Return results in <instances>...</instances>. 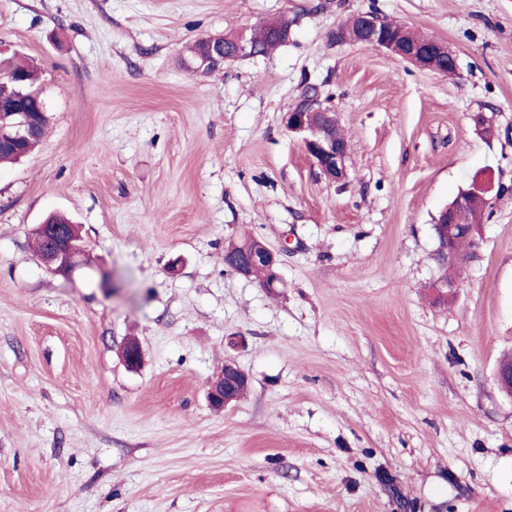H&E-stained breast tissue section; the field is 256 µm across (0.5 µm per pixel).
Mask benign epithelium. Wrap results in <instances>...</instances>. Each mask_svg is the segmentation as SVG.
I'll return each mask as SVG.
<instances>
[{
  "mask_svg": "<svg viewBox=\"0 0 512 512\" xmlns=\"http://www.w3.org/2000/svg\"><path fill=\"white\" fill-rule=\"evenodd\" d=\"M336 39L352 41L366 47L382 50L409 64L420 68L432 67L431 59L441 56L447 60L444 73H453L457 69L455 55L448 47L434 39L426 42L409 40L406 30L389 31L384 26L383 17L374 12H360L347 19L336 30ZM204 52L197 69L201 75H210L224 69V63L230 58L224 56V43L209 37L203 38ZM336 119V113L324 109L323 101L315 90L303 93L295 106L284 115L283 121L289 132L300 136L306 154L314 162L322 178L330 183H342L347 177L346 158L348 143L338 141L327 135L326 129ZM36 117L33 110L23 104H14L0 108V147L16 146L28 139L35 131ZM491 180H482L470 188L461 191L456 198L440 213L433 224L437 241L436 257L440 265L446 267L459 260L455 247L453 224L457 215L466 210L482 211L488 204L487 194L491 191ZM84 245L80 244L79 230L76 225L55 239L54 245L38 256L40 264L49 272L68 279L74 271L87 263ZM279 252L264 242L247 250V256L237 264L234 273L251 278L253 267L263 266L271 279L265 284L275 288L281 279L277 272ZM247 385V377L238 364L229 359L224 362L222 374L211 380L208 399L216 409H222L235 401L234 390Z\"/></svg>",
  "mask_w": 512,
  "mask_h": 512,
  "instance_id": "7a95c632",
  "label": "benign epithelium"
}]
</instances>
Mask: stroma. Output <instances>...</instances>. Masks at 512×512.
<instances>
[{"mask_svg":"<svg viewBox=\"0 0 512 512\" xmlns=\"http://www.w3.org/2000/svg\"><path fill=\"white\" fill-rule=\"evenodd\" d=\"M371 9L456 72L334 40ZM280 16L270 54L182 68ZM14 53L51 120L0 167V512H512V0H0ZM309 86L345 183L283 123ZM487 177L439 300L432 224ZM52 212L92 259L68 280L31 247ZM244 234L279 250L277 292L225 269ZM228 357L247 394L217 411ZM202 41L204 42V52L202 53V61L196 73L210 75L216 71L223 70L224 63L232 61L230 59L232 57L224 56V42H216L209 37L203 38ZM49 115L44 112V115H38V125L36 134L31 138V140L17 149H4L0 150V163L2 162H18L20 161V156L26 157L33 153V151L40 145L42 139L46 133V130L49 125Z\"/></svg>","mask_w":512,"mask_h":512,"instance_id":"1","label":"stroma"}]
</instances>
